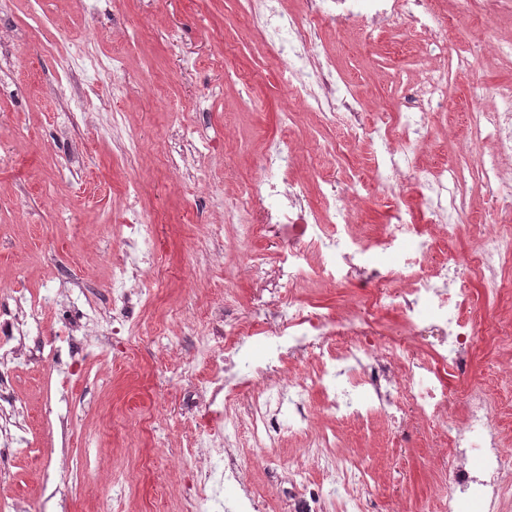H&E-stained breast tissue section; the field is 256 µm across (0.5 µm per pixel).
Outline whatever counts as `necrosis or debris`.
Returning <instances> with one entry per match:
<instances>
[{
    "mask_svg": "<svg viewBox=\"0 0 512 512\" xmlns=\"http://www.w3.org/2000/svg\"><path fill=\"white\" fill-rule=\"evenodd\" d=\"M400 2L307 0L306 14L289 21L284 31L269 27L267 17L254 10L248 20L267 38L287 35L292 62L280 78L294 96L320 117L341 116L356 129L362 125L358 103L334 59L321 52L317 33L332 14L348 23L363 18L369 22L366 40L377 42L384 23L399 13ZM412 2L417 6L412 23L427 33L428 44L420 63L424 80L409 90L404 105L420 119L405 123L397 145L375 162L373 173L357 174L341 196L333 176H325L317 210H306L305 184L288 181L294 152L284 140L267 155L263 168L274 208H254L246 194L230 207L231 215L252 217L240 227L241 241H249L263 223L287 230L291 249L281 271L290 289L272 301L255 299L253 320L225 322L223 338L199 336L215 356L213 369L203 379L211 414L224 421L222 434L208 442L216 454L224 455V469L205 472L204 480L221 485L240 481L237 448H255L267 457L284 439H301L306 456L317 463L328 483L312 482L306 470H291L297 492L289 512H369L365 466L340 451L335 430L314 428L317 413L336 423L383 413L395 422L413 418L438 425L441 447L453 453L438 512H456L461 499L468 502L470 512H512V436L497 425L499 411L493 405L501 372L469 392L459 418L448 413L446 382L447 374L466 368L476 336L473 322L458 313L467 285L455 268L461 261L483 269L506 260L501 233L485 230L464 260L451 256L438 262L419 225L407 223L401 214H394L379 236L357 235L346 222L349 205L365 198L376 172L382 170L395 184L412 181L431 194L427 221L442 226L445 236L455 237L469 218L454 167L444 161L420 168L414 161L415 150L428 139L424 121L448 105V86L437 64L448 56L447 32L456 20L420 9L421 0ZM469 111L478 134L496 143L495 157L482 170L485 183L494 189L497 210L511 212L512 182L505 179L500 163L512 161V111L490 109L475 99ZM313 250L321 255L314 268L308 263ZM313 279L329 284L377 280L381 286L369 305L335 319L295 294L298 283ZM379 309L399 313L410 337L427 335L429 357L418 356L409 340L377 337L370 315ZM259 323L269 326L268 335H257ZM298 357L305 360L302 369L284 375L286 363Z\"/></svg>",
    "mask_w": 512,
    "mask_h": 512,
    "instance_id": "1",
    "label": "necrosis or debris"
}]
</instances>
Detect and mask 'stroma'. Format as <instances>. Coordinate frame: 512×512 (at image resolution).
<instances>
[{"instance_id": "obj_1", "label": "stroma", "mask_w": 512, "mask_h": 512, "mask_svg": "<svg viewBox=\"0 0 512 512\" xmlns=\"http://www.w3.org/2000/svg\"><path fill=\"white\" fill-rule=\"evenodd\" d=\"M430 9L456 15L450 56L468 67L448 69V112L431 129L417 165L464 164V191L478 223L512 230V213L488 208L477 167L491 160V139L473 141L467 103L475 91L512 83V61L496 56L493 42L512 35V15H491L478 0H426ZM397 32L375 43L336 18L321 29V49L333 55L365 115L389 112L403 126L400 83H418L417 59L427 37L411 30L408 14ZM67 41L78 54L80 94L69 84L49 44ZM0 325L12 322L19 297L50 294L54 304L22 339L25 355L0 360L20 409L15 422L26 441L0 433V501L13 512L36 504L39 512H97L103 487L122 481L112 512H152L164 495L170 512H187L203 483L197 471L206 451L196 424L207 410L197 379L212 357L197 338L201 316L216 328L225 318L251 320L255 282L235 250L238 227L225 207L258 191L256 173L270 146L290 131L299 163L293 180L318 198L322 175L344 188L353 168H369L379 150L361 130L311 112L286 123L289 97L279 72L288 59L246 18L243 0H0ZM120 54L123 86L112 96L101 86L98 59ZM142 139L136 171L126 163L129 132ZM138 206L157 221L155 263L139 273L144 294L134 316L149 336L113 334L112 269L132 263L140 247L117 248L128 206L129 178ZM409 218L423 223L438 257L464 256L469 236L445 240L424 224L429 201L415 183L397 188ZM267 257L263 285L279 292V258L288 237L265 224L252 243ZM502 282L487 297L485 272L471 271L462 314L476 323L471 366L448 379V410L464 411L469 385L512 357L493 335L495 322H512V267L495 270ZM374 283L304 286L301 295L336 316L368 304ZM94 307L100 323L87 331L79 312ZM369 465L381 506L428 505L435 495L439 456L435 427L381 418L372 429L344 435ZM243 484H228L209 512H233L245 487L262 494L261 512H283L288 467L324 476L300 446L278 449L276 463L254 469L251 449L239 451Z\"/></svg>"}]
</instances>
